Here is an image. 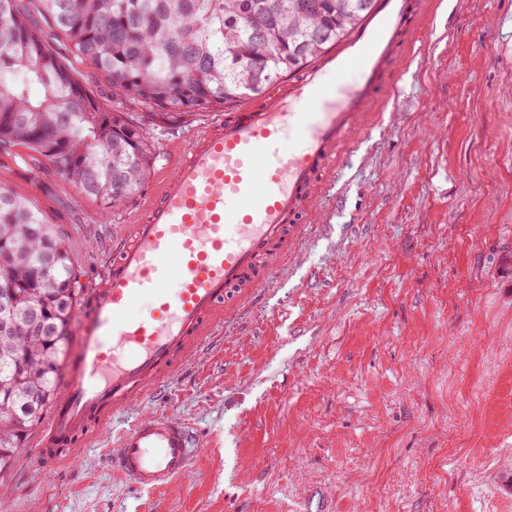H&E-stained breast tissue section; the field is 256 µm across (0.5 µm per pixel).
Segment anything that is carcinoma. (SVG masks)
I'll list each match as a JSON object with an SVG mask.
<instances>
[{"mask_svg":"<svg viewBox=\"0 0 512 512\" xmlns=\"http://www.w3.org/2000/svg\"><path fill=\"white\" fill-rule=\"evenodd\" d=\"M373 0H0V152L23 146L118 209L155 158L149 126L259 95L346 37ZM65 39L55 48L45 32ZM74 54L112 87L92 95ZM42 88L33 97L30 85ZM77 275L58 230L0 187V471L57 396Z\"/></svg>","mask_w":512,"mask_h":512,"instance_id":"carcinoma-1","label":"carcinoma"}]
</instances>
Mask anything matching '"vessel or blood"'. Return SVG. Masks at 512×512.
Here are the masks:
<instances>
[{
  "label": "vessel or blood",
  "instance_id": "vessel-or-blood-1",
  "mask_svg": "<svg viewBox=\"0 0 512 512\" xmlns=\"http://www.w3.org/2000/svg\"><path fill=\"white\" fill-rule=\"evenodd\" d=\"M406 11V0H376L299 76L197 131L88 297L63 392L37 440L43 461L89 441L92 424L159 384L215 321L240 314L241 304L227 302L233 289L262 285L279 246L303 237L324 172L346 160L376 117ZM146 298L150 312L129 318ZM200 451L191 424L147 412L120 436L112 465L155 490L185 478Z\"/></svg>",
  "mask_w": 512,
  "mask_h": 512
}]
</instances>
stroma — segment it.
Returning <instances> with one entry per match:
<instances>
[{"label":"stroma","mask_w":512,"mask_h":512,"mask_svg":"<svg viewBox=\"0 0 512 512\" xmlns=\"http://www.w3.org/2000/svg\"><path fill=\"white\" fill-rule=\"evenodd\" d=\"M403 53L385 125L287 264L75 456L46 466L26 440L0 512H512V0H427ZM213 118L149 128L143 188L109 213L21 146L0 186L56 226L88 291ZM145 410L203 444L166 489L110 463Z\"/></svg>","instance_id":"1"}]
</instances>
